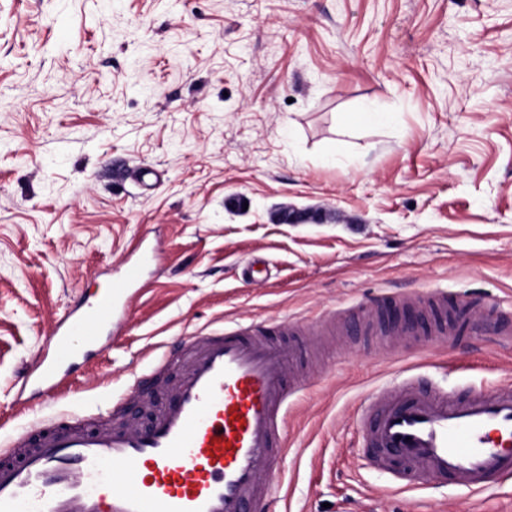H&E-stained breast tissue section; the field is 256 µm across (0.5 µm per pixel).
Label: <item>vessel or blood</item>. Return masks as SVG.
I'll return each mask as SVG.
<instances>
[{"label":"vessel or blood","instance_id":"vessel-or-blood-1","mask_svg":"<svg viewBox=\"0 0 512 512\" xmlns=\"http://www.w3.org/2000/svg\"><path fill=\"white\" fill-rule=\"evenodd\" d=\"M389 303L422 308L443 338L458 307L471 325L512 336V317L492 303L477 306L441 288ZM119 305V291L108 290L92 310L55 329L56 355L34 372L41 394L69 361L72 333L96 335ZM299 331L285 320H261L184 338L172 353L181 376L149 426L98 414L18 433L0 451V512H265L287 453L283 409L301 384L297 347L283 338ZM365 416L366 440L382 451L377 466L397 469L403 486L435 481L477 493L512 483L511 381L471 391L410 376L379 387Z\"/></svg>","mask_w":512,"mask_h":512}]
</instances>
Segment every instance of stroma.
<instances>
[{
    "label": "stroma",
    "instance_id": "obj_1",
    "mask_svg": "<svg viewBox=\"0 0 512 512\" xmlns=\"http://www.w3.org/2000/svg\"><path fill=\"white\" fill-rule=\"evenodd\" d=\"M384 112L387 123L361 115ZM138 263L52 398L21 378ZM441 287L512 313V0H0V441L106 407L183 337H300L274 512H512V486L404 491L360 417L399 376L487 390L512 342L389 337Z\"/></svg>",
    "mask_w": 512,
    "mask_h": 512
}]
</instances>
